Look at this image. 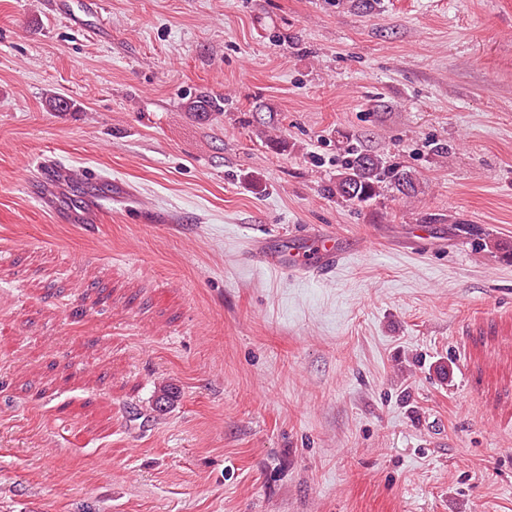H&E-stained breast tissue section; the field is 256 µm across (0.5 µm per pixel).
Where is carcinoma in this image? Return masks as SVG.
<instances>
[{
	"instance_id": "cac0c4a2",
	"label": "carcinoma",
	"mask_w": 512,
	"mask_h": 512,
	"mask_svg": "<svg viewBox=\"0 0 512 512\" xmlns=\"http://www.w3.org/2000/svg\"><path fill=\"white\" fill-rule=\"evenodd\" d=\"M385 183L394 185L404 196L415 193L416 178L411 171L389 164L379 155L350 146L344 151V160L330 191L351 205L362 208L380 195Z\"/></svg>"
}]
</instances>
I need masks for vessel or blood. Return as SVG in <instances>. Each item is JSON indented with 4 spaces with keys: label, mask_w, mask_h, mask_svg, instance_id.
Returning a JSON list of instances; mask_svg holds the SVG:
<instances>
[{
    "label": "vessel or blood",
    "mask_w": 512,
    "mask_h": 512,
    "mask_svg": "<svg viewBox=\"0 0 512 512\" xmlns=\"http://www.w3.org/2000/svg\"><path fill=\"white\" fill-rule=\"evenodd\" d=\"M248 244L251 256L262 264L305 279H321L333 274L349 253L342 237L314 224H295L276 241L253 237Z\"/></svg>",
    "instance_id": "1"
}]
</instances>
